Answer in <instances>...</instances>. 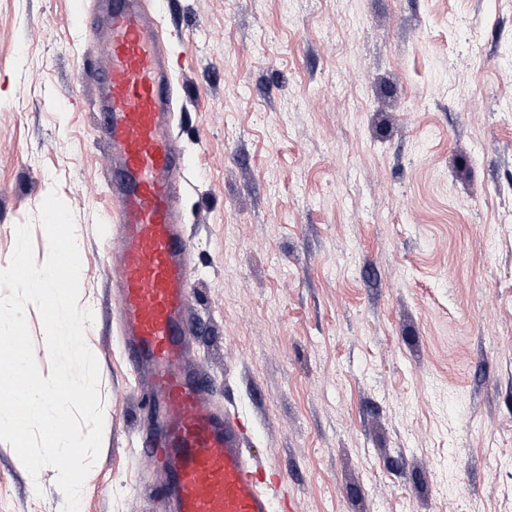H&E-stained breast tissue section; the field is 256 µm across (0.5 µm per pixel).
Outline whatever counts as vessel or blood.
Here are the masks:
<instances>
[{"label": "vessel or blood", "instance_id": "vessel-or-blood-1", "mask_svg": "<svg viewBox=\"0 0 512 512\" xmlns=\"http://www.w3.org/2000/svg\"><path fill=\"white\" fill-rule=\"evenodd\" d=\"M103 3L84 10L82 25L104 29L110 44L86 90L98 141L112 156L107 185L123 242L112 259V295L124 353L147 376L140 398L162 412L140 450H162V490L176 512H273L274 487L257 481L237 421L208 404L212 386L191 358L186 160L171 132L175 87L158 15L142 0Z\"/></svg>", "mask_w": 512, "mask_h": 512}]
</instances>
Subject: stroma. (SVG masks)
<instances>
[{"instance_id":"obj_1","label":"stroma","mask_w":512,"mask_h":512,"mask_svg":"<svg viewBox=\"0 0 512 512\" xmlns=\"http://www.w3.org/2000/svg\"><path fill=\"white\" fill-rule=\"evenodd\" d=\"M193 355L274 512H512V0H166ZM73 0H0V269L71 209L103 403L80 512H168L112 302ZM0 442V512H62Z\"/></svg>"}]
</instances>
